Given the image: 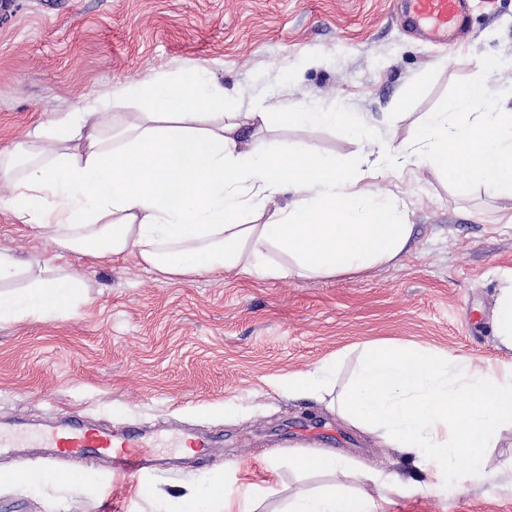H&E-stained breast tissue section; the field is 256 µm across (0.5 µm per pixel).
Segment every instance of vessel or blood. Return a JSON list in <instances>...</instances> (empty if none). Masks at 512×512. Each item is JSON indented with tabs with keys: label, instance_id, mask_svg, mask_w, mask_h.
Returning a JSON list of instances; mask_svg holds the SVG:
<instances>
[{
	"label": "vessel or blood",
	"instance_id": "1",
	"mask_svg": "<svg viewBox=\"0 0 512 512\" xmlns=\"http://www.w3.org/2000/svg\"><path fill=\"white\" fill-rule=\"evenodd\" d=\"M475 0H400L399 17L408 32L433 43L459 41L469 31ZM15 448L40 449L41 473L63 472L84 479L88 466L104 461L112 474L127 478L138 474L151 460L139 434L127 429L87 424L73 415L61 427L47 431L0 430V454Z\"/></svg>",
	"mask_w": 512,
	"mask_h": 512
}]
</instances>
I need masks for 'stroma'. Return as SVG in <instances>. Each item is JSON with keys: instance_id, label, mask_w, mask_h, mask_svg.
I'll return each mask as SVG.
<instances>
[{"instance_id": "stroma-1", "label": "stroma", "mask_w": 512, "mask_h": 512, "mask_svg": "<svg viewBox=\"0 0 512 512\" xmlns=\"http://www.w3.org/2000/svg\"><path fill=\"white\" fill-rule=\"evenodd\" d=\"M512 56V0L478 5L469 35L440 45L412 38L393 0H11L0 13V151L112 87L196 63L237 112L274 103L318 111L341 100L374 131L412 140L425 113L477 79L479 60ZM405 112L392 108L405 93ZM265 144L312 148L343 166L366 146L327 127L279 128ZM369 190L404 200L413 226L393 261L332 278H168L135 256L90 260L58 250L0 207V251L43 261L41 278L81 273L76 315L0 325V427L36 429L80 413L115 427L150 429L166 459L121 482L98 462L94 484L26 485L0 456V512H175L187 488L257 496V512H284L299 493L331 484L291 457L335 453L363 479H345L376 512H512V430L484 460L494 483L429 477L380 435L345 424L326 399L288 393L291 376L336 362L349 382L365 342L410 345L503 368L494 308L512 286V201L446 185L428 168L388 171ZM321 438L303 444L301 422ZM189 429L213 437L209 455L183 459Z\"/></svg>"}]
</instances>
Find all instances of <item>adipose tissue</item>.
Segmentation results:
<instances>
[{"label": "adipose tissue", "mask_w": 512, "mask_h": 512, "mask_svg": "<svg viewBox=\"0 0 512 512\" xmlns=\"http://www.w3.org/2000/svg\"><path fill=\"white\" fill-rule=\"evenodd\" d=\"M512 58L480 61L481 78L421 120L415 143L375 136L355 112H228L224 91L195 64L119 85L110 97L136 99L142 112L104 111L102 101L66 112L0 151L6 207L65 250L94 259L136 255L174 277L237 271L257 278H328L394 260L412 226L407 205L370 193L366 178L426 167L454 187L476 186L512 200V111L499 110L490 77ZM325 126L372 150L366 169L347 171L314 150L261 149L245 127ZM296 199L275 200L286 187ZM21 291L0 288V324L76 315L84 279L34 276L31 261L0 252V285L19 275ZM364 491L342 486L299 495L289 512H374ZM180 512H255L223 481L188 490Z\"/></svg>", "instance_id": "obj_1"}]
</instances>
